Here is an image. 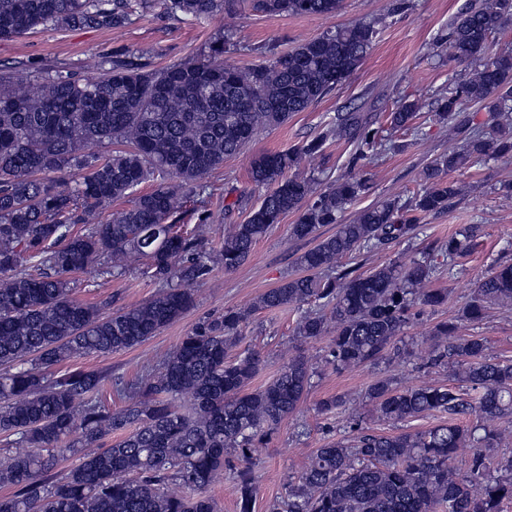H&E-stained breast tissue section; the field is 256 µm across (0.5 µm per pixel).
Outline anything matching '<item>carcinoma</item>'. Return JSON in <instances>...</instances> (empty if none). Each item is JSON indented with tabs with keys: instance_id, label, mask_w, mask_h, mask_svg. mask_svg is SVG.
<instances>
[{
	"instance_id": "obj_1",
	"label": "carcinoma",
	"mask_w": 512,
	"mask_h": 512,
	"mask_svg": "<svg viewBox=\"0 0 512 512\" xmlns=\"http://www.w3.org/2000/svg\"><path fill=\"white\" fill-rule=\"evenodd\" d=\"M169 3L171 12L193 17L224 10V0ZM252 3L268 15L326 18L342 7V0ZM150 7L151 0H0V40L38 28H117ZM511 21L512 0H485L448 28V57L467 69L438 100L434 118L459 129L469 124L461 118L468 103L489 118L423 169V187L409 200L387 199L340 223L367 179L349 174L321 188L301 163L333 139L354 143L358 159L374 155L368 115L345 112L300 147L253 156L251 180L273 189L210 247L199 228L168 223L182 187L238 155L260 129L287 123L349 80L372 48L375 22L338 27L244 69L224 63L222 33L206 54L158 70L117 57L95 62L100 75L92 79L43 69L26 92L0 69V434L19 448L0 458V484L13 488L0 496V512H215L208 489L223 470L236 485L238 512H253L254 448L295 413L317 371L298 353L252 390L263 358L249 349L229 352L254 312L313 303L296 339L327 338L323 361L337 370L375 363L390 359L415 320L448 304V292L430 283L441 258L453 275L476 224L458 228L437 250L369 271L343 259L412 242L418 216L462 195L449 172L512 156V52L485 59L489 37ZM417 112V101L402 99L389 113L391 128L418 134ZM112 143L126 149L97 151ZM154 170L171 182L135 194ZM124 198L126 209L99 218ZM289 213L297 214L292 238L318 240L297 259L303 274L284 277L250 308L228 309L187 332L158 372L118 389L129 399L125 408L112 411L98 397L112 375L59 369L156 336L193 305L184 283L206 275L215 259L224 271L237 270ZM328 224L335 233L320 237ZM106 257L117 278L148 260L159 291L108 315L73 297L72 274ZM493 305H512V263L477 279L460 313L434 327L428 364L455 367L468 392L444 384L401 388L389 379L367 390L383 420L444 413L448 423L362 433L351 446L325 443L272 512H501L512 500V454L492 452L509 443L497 421L512 415V362L490 356L483 339L460 334ZM472 415L471 426L451 421ZM112 434L119 438L99 447ZM462 448L471 450L463 474L454 466ZM67 455L74 462L59 476L57 461Z\"/></svg>"
}]
</instances>
